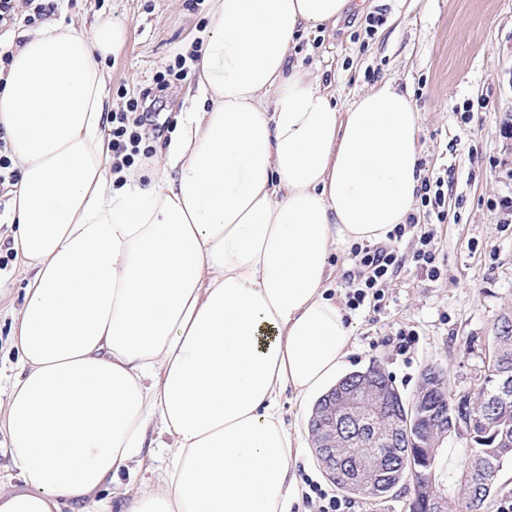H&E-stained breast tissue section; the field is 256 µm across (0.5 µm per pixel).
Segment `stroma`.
I'll use <instances>...</instances> for the list:
<instances>
[{"mask_svg":"<svg viewBox=\"0 0 512 512\" xmlns=\"http://www.w3.org/2000/svg\"><path fill=\"white\" fill-rule=\"evenodd\" d=\"M210 0H56L54 20L91 30L110 17L127 27L124 47L105 64L109 99H126L152 86L155 76L187 53L210 23ZM382 19L366 33L365 19ZM345 103L384 80L410 93L421 115L420 165L427 178L447 176L448 217L435 225L441 270L428 278L408 264L389 280L382 309L349 311L352 336L346 372L382 366L404 397L416 392L431 365L448 386H469L486 366L494 327L512 315V226L499 224L494 205L512 193V0H372L354 7L332 28L301 34L292 56ZM190 80L171 81L156 108L166 122L155 140L163 156L191 105ZM30 277L17 261L0 270V406L16 374L12 315ZM415 335L410 360L393 341ZM312 402L284 399V419L300 431L304 451L298 479L330 480L317 462L308 422Z\"/></svg>","mask_w":512,"mask_h":512,"instance_id":"obj_1","label":"stroma"}]
</instances>
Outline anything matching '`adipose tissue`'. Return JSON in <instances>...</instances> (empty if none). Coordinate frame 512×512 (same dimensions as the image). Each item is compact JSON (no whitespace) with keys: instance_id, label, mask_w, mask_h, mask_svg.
<instances>
[{"instance_id":"ef3b65f1","label":"adipose tissue","mask_w":512,"mask_h":512,"mask_svg":"<svg viewBox=\"0 0 512 512\" xmlns=\"http://www.w3.org/2000/svg\"><path fill=\"white\" fill-rule=\"evenodd\" d=\"M349 0H214L192 107L149 171L112 173L102 58L121 23L0 40L6 223L35 276L13 317L0 512H105L146 451L164 484L121 512H288L303 447L282 399L324 391L351 327L333 256L385 240L422 179L420 116L385 81L346 104L290 63Z\"/></svg>"}]
</instances>
